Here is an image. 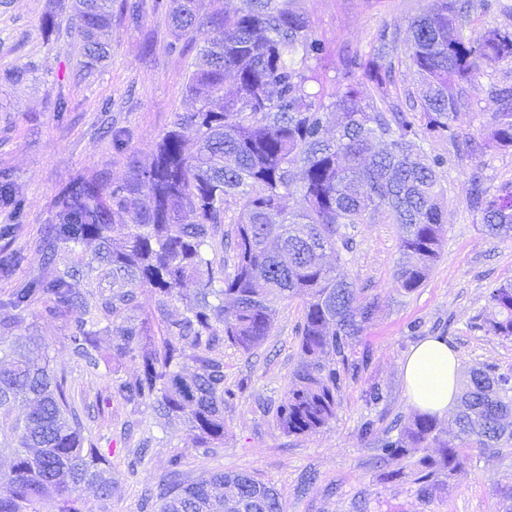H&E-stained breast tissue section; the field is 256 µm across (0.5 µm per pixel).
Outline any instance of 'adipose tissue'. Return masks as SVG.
<instances>
[{"instance_id": "adipose-tissue-1", "label": "adipose tissue", "mask_w": 512, "mask_h": 512, "mask_svg": "<svg viewBox=\"0 0 512 512\" xmlns=\"http://www.w3.org/2000/svg\"><path fill=\"white\" fill-rule=\"evenodd\" d=\"M407 394L417 410L442 417L459 395V357L445 339L427 337L414 345L402 365Z\"/></svg>"}]
</instances>
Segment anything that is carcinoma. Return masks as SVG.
Masks as SVG:
<instances>
[{"label": "carcinoma", "mask_w": 512, "mask_h": 512, "mask_svg": "<svg viewBox=\"0 0 512 512\" xmlns=\"http://www.w3.org/2000/svg\"><path fill=\"white\" fill-rule=\"evenodd\" d=\"M83 20L84 67L108 57L101 35L112 26V0H72ZM457 0H436L411 20L406 58L419 76V116L383 109L392 66L374 64L363 76L373 95L362 102L354 81L357 60L343 61L344 90L325 96L315 61L320 48L309 21L292 0H249L244 10L215 8L201 15L197 0H171L173 27L206 41L188 91L204 93L193 112L178 115L152 160L135 178L112 186L102 174L70 181L60 192L56 221L42 227L41 267L0 299V415L14 420L3 442L13 455L0 473V512H78L72 494L90 486L109 498L112 467L73 405L62 370L31 358L42 343L22 337L27 316L58 321L72 356L92 375L102 355L98 337L113 336L112 358L136 373L108 386L125 406L152 407L156 419H182L203 448L224 444V344L245 353L259 347L274 322V304L303 299L299 347L304 361L276 409L288 435L315 432L336 417L340 371L355 376L367 355L350 359L353 340L374 319L377 298L361 296L326 251L346 248L347 224L378 214L399 225L403 261L395 272L411 293L441 257L444 190L436 163L421 155L415 123L430 133L451 129L466 86L484 66L512 62V31L487 27L466 37ZM231 73L237 94L224 97ZM502 107L488 138L472 145L512 147V86L491 89ZM191 135H186L185 131ZM300 198V207L291 200ZM235 221L224 227L230 204ZM470 207L485 232L512 237V188L489 194L472 179ZM11 228L0 227V277L25 261L12 249ZM95 243L90 255L81 247ZM155 295L140 312L138 290ZM231 304L232 317L225 315ZM489 332L512 338V282L492 290ZM342 365L337 369L336 365ZM512 379L485 369L468 372L454 418L456 440L436 418L416 412L398 436L379 439L384 462L416 458L415 482L431 498L443 471L464 464L460 444L485 448L512 440ZM141 512H283L278 491L247 472L217 473L201 483L182 479L174 461L161 492L146 494Z\"/></svg>", "instance_id": "carcinoma-1"}]
</instances>
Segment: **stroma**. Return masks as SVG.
<instances>
[{"instance_id":"35a3bbf8","label":"stroma","mask_w":512,"mask_h":512,"mask_svg":"<svg viewBox=\"0 0 512 512\" xmlns=\"http://www.w3.org/2000/svg\"><path fill=\"white\" fill-rule=\"evenodd\" d=\"M434 0H296L307 15L322 47L319 69L325 92L343 90L341 60L356 55L361 67L377 62L381 35L405 31L409 18ZM460 18L466 35L489 26L512 28V0H474ZM139 21L114 13L108 33L110 58L83 68L80 21L68 5L52 0H0V73L26 71L16 85L0 80V181L21 204L20 213L0 206V225L14 228L13 245L25 262L15 280L38 270L40 230L53 223L60 191L73 178L106 173L112 184L124 183L134 162H150L163 135L178 114L197 103L187 91L196 48L176 31L168 16L169 0H145ZM55 11L60 26L47 31L43 17ZM512 85V64L482 68L450 134L422 135L427 160H438L445 190L444 243L441 258L421 288L406 294L394 272L400 259L398 225L384 217L343 229L353 247L340 253L347 279L368 297H378L375 319L354 343L371 358L357 378H344L337 394L335 419L304 435H286L275 420L293 373L302 361L298 327L301 299L278 301L265 343L246 354L224 348V385L233 399L224 406V445L200 447L186 424L154 426L156 440L141 464L131 465L124 428L134 422L153 425L150 406L130 410L119 398L86 422L100 452L112 464L116 490L100 498L85 488L75 498L81 512H139L144 491L158 489L171 459H179L187 480L217 472L246 471L273 485L285 512H505L496 488L512 483V443L500 448L463 447L464 468L444 490L425 499L410 478L388 477L378 464L379 444L364 437L361 427L372 422L384 432L392 420L408 421L414 408L406 394L400 363L410 348L429 336H441L455 349L461 372L489 367L512 374V339L488 333L490 293L512 281V239L486 235L480 216L467 203L469 180L480 171L490 193L512 184V148H492L470 155L455 147L481 139L498 105L491 85ZM67 109L55 111L57 98ZM124 132L123 146L112 141L113 130ZM31 334L46 344L51 366L66 369L75 400L95 403L111 375L89 377L70 354L58 322L33 317ZM383 398L371 401L370 387Z\"/></svg>"}]
</instances>
